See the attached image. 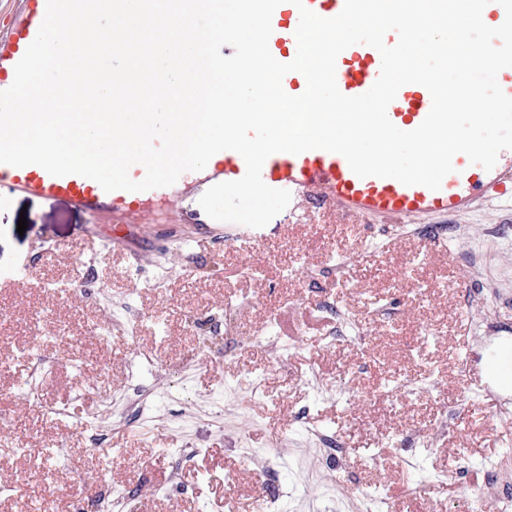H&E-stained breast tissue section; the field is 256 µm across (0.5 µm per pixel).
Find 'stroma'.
<instances>
[{"mask_svg": "<svg viewBox=\"0 0 512 512\" xmlns=\"http://www.w3.org/2000/svg\"><path fill=\"white\" fill-rule=\"evenodd\" d=\"M184 207L138 223L145 248L132 266L93 243V220L66 202L0 198V272L31 269L0 281V512L31 502L74 512L102 479L124 512H257L261 483L283 492L282 512H344L375 488L401 512H483L488 465L512 482V420L498 414L512 409V380L484 375L490 349L512 348V235L481 233L512 226V206L453 216L444 249L325 211L310 224L305 203L259 228L251 249L247 226L205 235ZM330 255L351 261L334 294L366 343L324 345L328 319L303 279ZM253 265L259 277L247 276ZM475 288L495 290L493 320L461 304ZM240 292L254 304L234 317L228 354L222 332L191 323L221 318L225 296ZM379 299L400 306L395 324L370 321ZM270 318L290 346L280 358L256 336ZM29 355L54 364L34 400L17 390ZM426 374L430 389L387 396V382ZM312 424L342 437L346 454L326 463ZM17 439L25 452L11 449ZM185 446L199 455L175 464Z\"/></svg>", "mask_w": 512, "mask_h": 512, "instance_id": "obj_1", "label": "stroma"}]
</instances>
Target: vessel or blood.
<instances>
[{
	"instance_id": "vessel-or-blood-1",
	"label": "vessel or blood",
	"mask_w": 512,
	"mask_h": 512,
	"mask_svg": "<svg viewBox=\"0 0 512 512\" xmlns=\"http://www.w3.org/2000/svg\"><path fill=\"white\" fill-rule=\"evenodd\" d=\"M47 0H16V11L0 19V90L9 88L15 66L35 39L44 19ZM308 8L323 18L337 16L344 0H304L296 6L282 0L272 15V34L268 46L279 62L288 63L297 54L295 31L301 8ZM381 55L366 44H356L341 52L336 61V83L340 92L358 96L377 80ZM432 99L419 84L401 87L389 105L387 114L401 130L417 128L429 113ZM218 164L180 177L171 186L143 192L116 190L105 192L94 180L70 174L53 176L46 170H28L0 164V197L37 195L48 200L65 199L71 207L99 219L100 245L121 246L131 260H138L141 246L131 220L156 204L172 199L190 201V217L195 223L209 218L198 201L214 184L241 179L246 172L242 156L232 150L221 153ZM453 173L447 175L440 189L422 185L407 186L393 178H361L353 173L340 154L308 150L298 155L279 152L269 156L262 168L265 184L290 191L292 202L312 200L325 210L338 213L348 223L371 220L414 224L432 217L467 214L491 199L512 201V150L502 151L495 167L485 170L470 164L464 154L453 158Z\"/></svg>"
}]
</instances>
